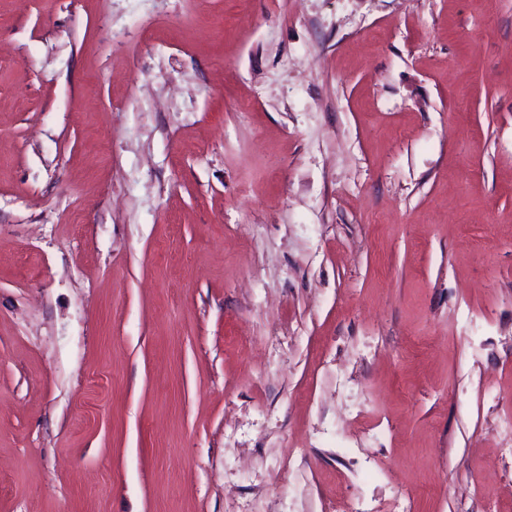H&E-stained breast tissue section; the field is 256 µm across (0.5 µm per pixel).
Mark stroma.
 <instances>
[{
    "label": "stroma",
    "instance_id": "35a3bbf8",
    "mask_svg": "<svg viewBox=\"0 0 512 512\" xmlns=\"http://www.w3.org/2000/svg\"><path fill=\"white\" fill-rule=\"evenodd\" d=\"M0 512H512V0H0Z\"/></svg>",
    "mask_w": 512,
    "mask_h": 512
}]
</instances>
